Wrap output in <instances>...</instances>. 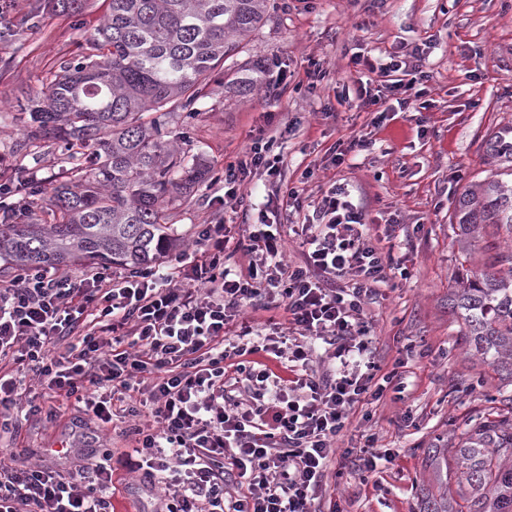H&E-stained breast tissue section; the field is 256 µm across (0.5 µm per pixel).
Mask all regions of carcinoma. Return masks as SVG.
<instances>
[{
	"label": "carcinoma",
	"instance_id": "1",
	"mask_svg": "<svg viewBox=\"0 0 512 512\" xmlns=\"http://www.w3.org/2000/svg\"><path fill=\"white\" fill-rule=\"evenodd\" d=\"M283 10L277 0H111L97 53L64 65L46 104L18 113L22 147L51 142L68 167L52 188L51 223L17 216L30 206L25 194L0 209L3 269L56 267L81 255L135 271L173 247L178 233L164 208L191 199L209 172L165 139L166 125L198 114L221 72L240 89L263 85V68L238 57L270 13ZM487 152L508 165L456 201L465 256L490 225L512 240V126L492 134ZM448 309L465 327V347L512 383V252L465 269ZM492 402L501 405L496 416L454 449L467 512H512V394ZM456 506L446 478L437 491L422 490L420 512Z\"/></svg>",
	"mask_w": 512,
	"mask_h": 512
}]
</instances>
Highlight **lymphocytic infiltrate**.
Here are the masks:
<instances>
[{
  "instance_id": "f902f5d3",
  "label": "lymphocytic infiltrate",
  "mask_w": 512,
  "mask_h": 512,
  "mask_svg": "<svg viewBox=\"0 0 512 512\" xmlns=\"http://www.w3.org/2000/svg\"><path fill=\"white\" fill-rule=\"evenodd\" d=\"M351 61L370 74L351 90L360 106L417 84L418 66L397 58ZM276 143L258 134L225 168L222 206H241L255 175L280 178ZM282 197L313 208L290 227L297 263L283 259L280 212L262 211L236 240L226 224L198 225L195 249L167 272L36 268L0 282V360L102 423L131 418L121 465L149 480L154 512H316L333 458L372 473L393 456L370 439L336 443L356 407L401 389L398 371L375 361L365 314L389 270L404 266L382 246L397 227L372 233L344 183L311 202L295 186ZM257 301L286 320L247 318ZM55 415L23 405L14 373L0 370V434ZM112 495L107 466L87 476L0 462V512H113Z\"/></svg>"
}]
</instances>
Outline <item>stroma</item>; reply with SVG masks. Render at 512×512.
<instances>
[{"label":"stroma","instance_id":"1","mask_svg":"<svg viewBox=\"0 0 512 512\" xmlns=\"http://www.w3.org/2000/svg\"><path fill=\"white\" fill-rule=\"evenodd\" d=\"M252 36V62L276 58L287 85L274 91L229 92L216 81L191 124L172 119L169 140L195 154L212 172L190 203L172 205L170 223L179 232L178 249L195 239L197 225L231 220L255 222L274 196L272 183L251 184L249 206L232 213L218 202L224 194V167L234 162L258 130H282L278 143L286 183L317 193L330 179L345 181L351 199L367 219L404 227L396 247H409L407 276L393 275L385 300L370 305L376 360L382 370L404 378L400 397L384 396L354 415L339 448L363 445L374 434L396 458L376 473L344 472L330 480L321 512L345 498L349 512H419L420 488L434 482L429 448L438 439L455 443L490 413L505 381L493 367L465 354L463 325L448 310V292L463 266L493 262L503 243L487 228L470 261H463L453 219L457 197L489 176L488 136L512 123V0H286ZM108 0H84L66 13L56 0H13L9 26L0 25V179L36 170L54 181L64 160L46 145L22 150L15 119L22 105L41 98L63 66L93 51ZM422 48V98L398 110L385 97L386 120L372 127V112L338 103L343 87L357 76L355 49L371 56L406 55ZM322 70L323 80L310 78ZM370 134L374 145L349 154L332 167L330 149L340 140ZM51 421H32L0 436V456L17 462L40 460L61 470L96 465L104 450L122 453L131 444L120 431L97 421L71 401H56ZM115 512H152L146 482L115 470Z\"/></svg>","mask_w":512,"mask_h":512}]
</instances>
